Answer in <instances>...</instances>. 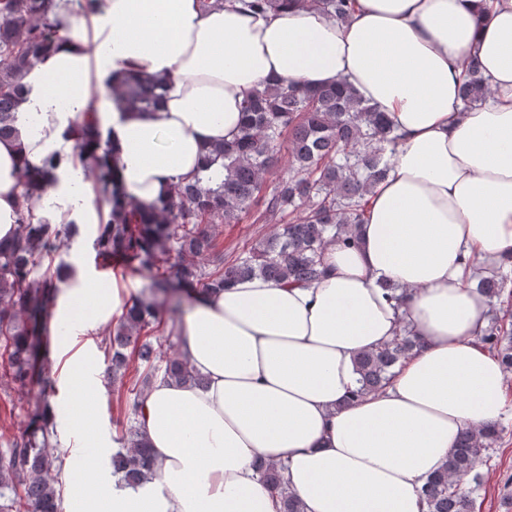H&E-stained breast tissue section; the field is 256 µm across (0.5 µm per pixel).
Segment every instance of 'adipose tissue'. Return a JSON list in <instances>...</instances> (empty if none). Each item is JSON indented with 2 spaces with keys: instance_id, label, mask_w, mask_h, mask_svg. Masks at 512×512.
<instances>
[{
  "instance_id": "ef3b65f1",
  "label": "adipose tissue",
  "mask_w": 512,
  "mask_h": 512,
  "mask_svg": "<svg viewBox=\"0 0 512 512\" xmlns=\"http://www.w3.org/2000/svg\"><path fill=\"white\" fill-rule=\"evenodd\" d=\"M67 29L27 77L19 134L0 139V241L27 204L53 224L98 217L74 154L87 111L111 133L120 179L140 202L173 179L217 185L207 149L235 139L245 94L288 78L345 82L390 117L401 143L368 194L354 245L329 241L324 276L305 287L253 276L202 294L179 326L200 386L155 380L139 417L158 466L136 484L89 473L63 512H280L256 458L283 466L303 512H424L421 490L460 435L507 410L506 372L476 338L488 303L466 261L512 255V0H356L347 22L294 0L256 14L200 0H106ZM478 62L490 94L463 111ZM165 78L158 107L130 113L113 76ZM46 193L22 201L19 174L50 156ZM405 289L403 306L383 283ZM125 304L80 277L57 320L96 329ZM407 322L419 343L388 384L358 394L356 360ZM71 430H97V385L75 364Z\"/></svg>"
}]
</instances>
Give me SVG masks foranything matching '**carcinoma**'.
Returning <instances> with one entry per match:
<instances>
[{
    "mask_svg": "<svg viewBox=\"0 0 512 512\" xmlns=\"http://www.w3.org/2000/svg\"><path fill=\"white\" fill-rule=\"evenodd\" d=\"M330 17L345 22L355 0H312ZM57 0H0V138L18 134V106L32 68L58 48L65 25L56 12ZM165 80L142 74L119 77L113 99L132 112L155 109ZM490 88L476 66L462 88L464 107L476 106ZM239 135L216 145L210 162L221 161L224 180L216 187L179 179L166 197L152 205L140 203L119 179L118 156L104 149L92 154L85 171L92 175L100 207L93 248L98 261L117 260L145 272L152 295L168 294L172 282L202 294L249 277L311 283L322 273L321 256L328 240L352 243L364 223L369 186L383 179L396 152L397 137L384 113L362 100L342 82L303 90L281 79L248 92ZM99 126L80 129L76 144L83 153L102 142ZM287 149L290 171L277 174L279 154ZM62 159L42 166H25L20 174L24 201L53 181ZM258 212L256 221L271 225L255 244L236 251L225 263L211 267L215 249L212 224H239ZM70 225L34 221L20 204L16 235L0 241V379L20 388L37 385L43 396L54 392L47 366L52 347V318L60 285L72 278L69 267L53 265L56 243ZM475 289L489 301L512 296V260L473 274ZM163 321L156 303L143 298L127 302L118 325L105 340L107 372L117 377L130 357L143 361L149 385L163 376L180 384H202L181 354L167 355L154 345ZM482 346L512 372V326L494 317L479 335ZM415 337L397 336L383 347L363 354L357 362V394L377 391L389 380L391 368L417 348ZM142 401L131 405L134 425L121 449L112 453V473L128 484L153 474L156 461L138 417ZM506 426L495 422L480 432L466 431L443 468L422 488L426 512H474L482 489L479 467L487 463ZM53 417L48 404L28 413L25 430L11 448L0 453V512H57L58 494L52 471L64 457L50 451ZM260 478L277 491L282 512H302L286 487L282 468L259 464ZM22 491H17V486Z\"/></svg>",
    "mask_w": 512,
    "mask_h": 512,
    "instance_id": "cac0c4a2",
    "label": "carcinoma"
}]
</instances>
